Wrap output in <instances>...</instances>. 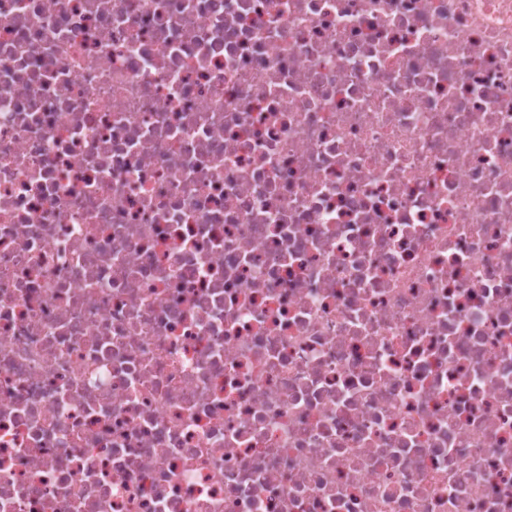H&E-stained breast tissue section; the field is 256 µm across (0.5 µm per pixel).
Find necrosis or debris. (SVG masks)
I'll return each mask as SVG.
<instances>
[{
	"label": "necrosis or debris",
	"mask_w": 512,
	"mask_h": 512,
	"mask_svg": "<svg viewBox=\"0 0 512 512\" xmlns=\"http://www.w3.org/2000/svg\"><path fill=\"white\" fill-rule=\"evenodd\" d=\"M0 512H512V0H0Z\"/></svg>",
	"instance_id": "1"
}]
</instances>
